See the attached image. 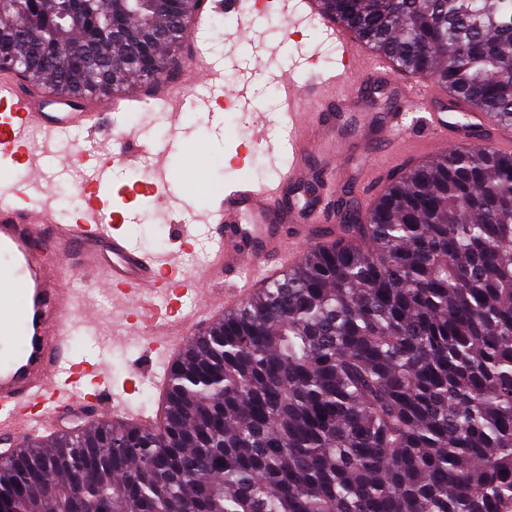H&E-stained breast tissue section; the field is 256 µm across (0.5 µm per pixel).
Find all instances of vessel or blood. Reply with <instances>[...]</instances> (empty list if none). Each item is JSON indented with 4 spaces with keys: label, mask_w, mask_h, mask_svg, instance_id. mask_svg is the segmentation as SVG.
<instances>
[{
    "label": "vessel or blood",
    "mask_w": 512,
    "mask_h": 512,
    "mask_svg": "<svg viewBox=\"0 0 512 512\" xmlns=\"http://www.w3.org/2000/svg\"><path fill=\"white\" fill-rule=\"evenodd\" d=\"M326 32L342 50L336 72H316L310 84L280 79L281 112L288 128L286 165L274 178L225 187L203 221L211 243L205 268L186 270L177 254L149 252L123 230L135 213L112 207V168L119 163L143 164L147 187L155 194L167 188V157L183 149L178 137L165 143L140 141L136 132L121 129L112 106L91 95L80 106L53 107L48 95L22 89L14 79L0 80V156L25 166L27 177L0 185V433L20 438L38 428H51L65 411H90L94 421L154 427L156 418L131 415L118 405L108 375L96 359L75 356L73 335L98 332L96 321L82 310L68 284L70 275L90 278L93 287L119 304L127 330L141 340L144 359L136 381L159 384L160 358L175 359L194 335L182 308L188 293L214 316L237 308L244 300L296 264L312 245L309 229L328 214H298L288 192L310 172L313 158L324 156L323 140L340 122L341 110L359 104L365 90L393 83L401 102L418 99L429 130L422 147L405 143V115L388 112L362 115V133L377 138L384 149L403 161L421 163L445 149L471 146L473 131L499 149L512 150L486 114L466 111L463 104L438 111L447 93L430 80L399 79L387 61L365 66L369 46L351 30L326 21ZM221 74L201 48L195 49L180 82H162L158 97L177 111L195 107L194 89L214 84ZM43 135L41 154H32L29 136ZM87 134L90 147L70 157L85 176L76 192L82 200L71 220L57 219L45 171L66 140ZM219 288L199 294L203 282Z\"/></svg>",
    "instance_id": "b4317fda"
}]
</instances>
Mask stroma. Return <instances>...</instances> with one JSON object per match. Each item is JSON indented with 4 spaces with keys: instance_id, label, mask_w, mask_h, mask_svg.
Returning a JSON list of instances; mask_svg holds the SVG:
<instances>
[{
    "instance_id": "35a3bbf8",
    "label": "stroma",
    "mask_w": 512,
    "mask_h": 512,
    "mask_svg": "<svg viewBox=\"0 0 512 512\" xmlns=\"http://www.w3.org/2000/svg\"><path fill=\"white\" fill-rule=\"evenodd\" d=\"M298 0H276L277 11L271 18L254 16L248 29H240L237 18H225L223 12L213 13L206 29L199 32L200 43L208 55L224 64L222 88L248 83L251 105L242 109L229 103L222 117L214 118L208 107L174 114L164 111L150 100L133 110L119 106L128 128L141 138L162 141L179 134L194 153L193 162L183 155L171 158L174 180L171 190L185 203L178 215H170L163 204L150 194H142L143 170L118 166L114 172L112 198L114 206L128 205L140 213L138 223L125 225V232L149 250L178 249L175 223H194L197 214L207 209L213 196L224 186L271 177L274 166L269 146L286 142L288 130L278 118L273 93L281 75L299 69L298 79L307 82L303 66L309 57H316L322 70L336 69L340 52L330 51L331 44L322 29L313 27L310 19L300 16ZM362 119L348 115L338 130L339 138L352 144L346 159L347 181L314 168L307 184L293 198L297 209L308 210L324 201L346 199L360 201L361 181L368 172L390 178L398 172L394 156L378 152L375 142L361 137ZM106 360L114 389L123 388L132 378L142 360V348L132 339H119L108 346Z\"/></svg>"
}]
</instances>
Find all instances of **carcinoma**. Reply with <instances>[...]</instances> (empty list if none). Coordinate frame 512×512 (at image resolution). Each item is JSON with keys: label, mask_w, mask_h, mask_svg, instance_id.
Masks as SVG:
<instances>
[{"label": "carcinoma", "mask_w": 512, "mask_h": 512, "mask_svg": "<svg viewBox=\"0 0 512 512\" xmlns=\"http://www.w3.org/2000/svg\"><path fill=\"white\" fill-rule=\"evenodd\" d=\"M200 0H10L0 62L73 99L165 76ZM403 73L512 126V0H322ZM195 337L156 428L103 423L0 464L13 512H512V155L392 182ZM95 489L93 504L83 489Z\"/></svg>", "instance_id": "carcinoma-1"}]
</instances>
